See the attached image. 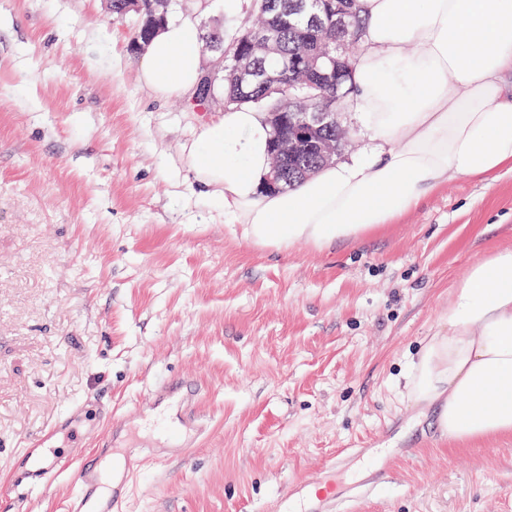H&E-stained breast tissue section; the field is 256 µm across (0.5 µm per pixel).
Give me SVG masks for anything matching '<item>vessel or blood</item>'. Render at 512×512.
Returning a JSON list of instances; mask_svg holds the SVG:
<instances>
[{"label":"vessel or blood","mask_w":512,"mask_h":512,"mask_svg":"<svg viewBox=\"0 0 512 512\" xmlns=\"http://www.w3.org/2000/svg\"><path fill=\"white\" fill-rule=\"evenodd\" d=\"M203 385L194 378L174 376L154 384L148 391L152 407L166 402L181 409L178 426L165 432L161 445L138 447L128 442L126 418L113 419L110 430L95 448H76L62 453L48 449L40 439L23 449L11 469L6 485L0 486V507L19 512L28 496L72 472L76 490L64 502L63 512H126L133 478L146 461L166 462L185 456L201 438L207 421L200 411ZM387 465L370 468L362 482L337 489L331 482L299 479L264 508V512H337L341 503L375 497L385 486Z\"/></svg>","instance_id":"b4317fda"}]
</instances>
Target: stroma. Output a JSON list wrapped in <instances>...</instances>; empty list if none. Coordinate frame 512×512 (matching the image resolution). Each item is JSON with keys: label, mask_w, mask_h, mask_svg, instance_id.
<instances>
[{"label": "stroma", "mask_w": 512, "mask_h": 512, "mask_svg": "<svg viewBox=\"0 0 512 512\" xmlns=\"http://www.w3.org/2000/svg\"><path fill=\"white\" fill-rule=\"evenodd\" d=\"M189 0L227 33L257 12ZM106 0H0V484L64 412L57 448H93L171 374L204 383L208 432L145 464L129 512H259L289 481L390 479L356 512H512V436L457 444L406 396L407 363L447 330L468 266L512 246V171L458 177L383 234L322 251L259 250L196 186L186 149L220 115L141 83Z\"/></svg>", "instance_id": "stroma-1"}]
</instances>
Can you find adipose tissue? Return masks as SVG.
Returning <instances> with one entry per match:
<instances>
[{
  "instance_id": "1",
  "label": "adipose tissue",
  "mask_w": 512,
  "mask_h": 512,
  "mask_svg": "<svg viewBox=\"0 0 512 512\" xmlns=\"http://www.w3.org/2000/svg\"><path fill=\"white\" fill-rule=\"evenodd\" d=\"M364 42L352 70L353 108L367 150L288 190L265 191L271 126L231 108L187 149L198 183L253 247L316 251L385 231L456 177L491 183L512 170V0H359ZM201 23L170 19L136 66L160 97L190 94L202 72ZM407 395L435 408L449 440L512 435V247L473 262L448 301V329L408 367Z\"/></svg>"
}]
</instances>
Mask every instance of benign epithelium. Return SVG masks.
Here are the masks:
<instances>
[{
	"label": "benign epithelium",
	"instance_id": "obj_1",
	"mask_svg": "<svg viewBox=\"0 0 512 512\" xmlns=\"http://www.w3.org/2000/svg\"><path fill=\"white\" fill-rule=\"evenodd\" d=\"M130 10L145 14V24L142 26L141 35L135 38L131 44L134 53L142 52L149 45L155 29L165 20L172 0H127ZM336 15L334 30L344 31L348 26V14L341 9H333L322 3V0H302L295 12L276 14L280 24L294 27L306 22L316 28L323 27L324 15ZM258 50L269 54H275L273 43L266 36L259 33H249V36L227 47L215 48V60L206 66L202 80L195 90L192 103L201 100L207 105L220 101V98L212 94L215 69L224 65L228 54H233V79L237 86L243 88L262 89L271 84L267 73L252 68L248 64L250 55ZM347 44L336 36H328L322 39L316 47H306L302 51L293 54L284 62L281 71L288 73V86L322 88L331 83L332 78L340 77L342 71L339 65L347 59ZM343 95L339 90H332L317 95H293L288 94L269 110L271 123L276 124L285 112L292 113V126L298 134L318 130L324 127L342 129L337 120L341 114L340 101ZM312 147L320 161L331 163L336 157V144L331 139L321 137L312 142ZM297 143L293 137L281 138L276 142L273 151L271 166V184L288 179L289 160L294 158Z\"/></svg>",
	"mask_w": 512,
	"mask_h": 512
}]
</instances>
